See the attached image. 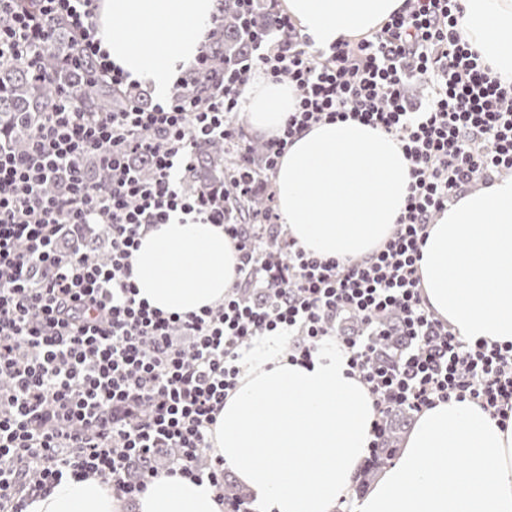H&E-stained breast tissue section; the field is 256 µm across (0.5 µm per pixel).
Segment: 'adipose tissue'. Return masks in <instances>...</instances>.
<instances>
[{
	"label": "adipose tissue",
	"mask_w": 512,
	"mask_h": 512,
	"mask_svg": "<svg viewBox=\"0 0 512 512\" xmlns=\"http://www.w3.org/2000/svg\"><path fill=\"white\" fill-rule=\"evenodd\" d=\"M469 43L512 80V0H461ZM406 0H281L325 49L378 30ZM216 0H99L101 47L154 95L169 93L177 67L195 59ZM250 127L280 132L296 103L287 84L256 79L243 89ZM410 163L399 142L349 119L321 123L289 145L276 174L288 233L322 258L362 259L392 234L402 214ZM238 252L223 228L177 222L141 239L132 257L139 299L186 315L223 302L237 278ZM422 295L459 335L512 341V177L468 191L428 229L418 263ZM286 337H264L245 357L209 440L258 512H335L366 456L374 401L348 358L319 345L311 362H290ZM460 459L464 468L451 466ZM206 482L159 475L136 512H224ZM26 512H123L111 484L65 479ZM354 512H512V422L475 403L423 412L398 460L354 503Z\"/></svg>",
	"instance_id": "adipose-tissue-1"
}]
</instances>
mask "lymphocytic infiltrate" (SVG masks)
Wrapping results in <instances>:
<instances>
[{"label": "lymphocytic infiltrate", "mask_w": 512, "mask_h": 512, "mask_svg": "<svg viewBox=\"0 0 512 512\" xmlns=\"http://www.w3.org/2000/svg\"><path fill=\"white\" fill-rule=\"evenodd\" d=\"M26 12L0 0V64L38 71L54 22L74 39L69 65L86 83L136 88L96 37V0H38ZM460 0H407L372 36L311 47L275 13L282 38L261 34L230 74H210L208 101L172 95L121 112L85 111L76 91L31 120L23 151L0 139V512H25L62 479L97 477L135 499L170 451L168 474L205 480L223 494L227 467L208 435L236 385L239 361L261 336H288L290 360L310 361L336 337L375 400L366 466L383 445L389 416L418 415L439 401L470 400L512 419V342L456 334L428 309L417 263L428 226L474 181L512 173V82L464 38ZM297 91L280 135L263 141V168L235 118L255 76ZM348 118L395 137L410 162L405 209L370 258L341 263L299 248L276 210L237 219L219 188L190 189L201 146L221 143L239 195L271 186L293 138ZM98 152L109 172L97 185L79 158ZM151 166L142 177L132 157ZM60 185L50 193L51 185ZM182 215L220 224L239 252L223 303L166 315L137 297L130 259L140 237ZM102 225L108 250L67 251L65 231Z\"/></svg>", "instance_id": "lymphocytic-infiltrate-1"}]
</instances>
